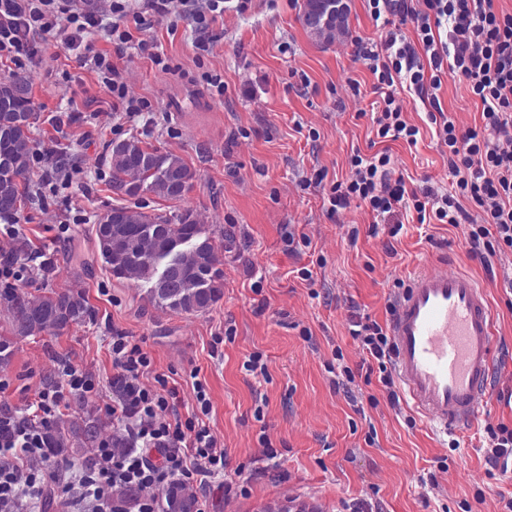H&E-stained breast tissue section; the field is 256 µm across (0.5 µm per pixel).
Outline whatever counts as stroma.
I'll use <instances>...</instances> for the list:
<instances>
[{"label": "stroma", "instance_id": "1", "mask_svg": "<svg viewBox=\"0 0 512 512\" xmlns=\"http://www.w3.org/2000/svg\"><path fill=\"white\" fill-rule=\"evenodd\" d=\"M301 17L302 0H251L247 11L226 10L213 24L202 55L189 21L153 16L133 39L163 52L168 69L135 47L112 58L129 96L150 104L134 122L54 35L37 63L0 61V83L28 82L36 113L30 147L58 148L32 166L27 179L40 198L26 204L16 235L0 234V261H27L32 295L72 288L89 308L79 323L16 343L0 404L24 414L38 388L71 364L103 394L78 401L59 426L98 420L103 439L118 436L105 405L117 376L112 336L124 333L143 340L152 357L144 384L163 374L177 387L181 417L195 405L194 382L206 387L212 410L204 422L224 448L225 480L241 490L228 494L217 482L188 488L201 512H254L290 500L319 512H502L512 460L489 462L485 444L488 427L512 430V248L472 253L468 234L484 209L468 197L460 200L466 224H420L402 209L380 223L359 200L335 210L328 201L329 184L350 176L357 152H388L392 178L415 193L454 191L448 148L429 114L441 108L465 131L481 126L482 106L446 69L436 101L397 91L406 120L421 130L418 143L380 138L376 79L353 43L382 32L366 0H349L347 28L327 42ZM210 75L222 78L223 93L208 85ZM129 139L179 156L194 173L185 199L140 198L158 213L192 210L203 236L223 241L224 294L208 311L157 306L145 280L114 276L101 255L100 218L132 202L113 193L106 176L112 148ZM318 169L327 173L322 187L308 183ZM288 228L290 247L282 239ZM422 268L478 278L494 323L489 398L471 427L448 435L407 397L389 400L378 361L352 337L359 323L388 327L398 293ZM254 355L263 366L247 370ZM271 449L276 458H267Z\"/></svg>", "mask_w": 512, "mask_h": 512}]
</instances>
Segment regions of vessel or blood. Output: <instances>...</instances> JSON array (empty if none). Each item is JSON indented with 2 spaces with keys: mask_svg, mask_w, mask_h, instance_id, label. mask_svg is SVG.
<instances>
[{
  "mask_svg": "<svg viewBox=\"0 0 512 512\" xmlns=\"http://www.w3.org/2000/svg\"><path fill=\"white\" fill-rule=\"evenodd\" d=\"M390 336L414 408L444 433L473 422L492 368L491 315L480 283L461 271L416 272L397 298Z\"/></svg>",
  "mask_w": 512,
  "mask_h": 512,
  "instance_id": "vessel-or-blood-1",
  "label": "vessel or blood"
}]
</instances>
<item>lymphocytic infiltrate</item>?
I'll return each instance as SVG.
<instances>
[{
	"instance_id": "f902f5d3",
	"label": "lymphocytic infiltrate",
	"mask_w": 512,
	"mask_h": 512,
	"mask_svg": "<svg viewBox=\"0 0 512 512\" xmlns=\"http://www.w3.org/2000/svg\"><path fill=\"white\" fill-rule=\"evenodd\" d=\"M181 3L192 16L196 30H204L223 16L225 0H113L110 15L92 6L75 7L73 0H0V57L24 51L37 58L44 35L59 36L74 50L80 66L91 67L123 106L129 121L147 112L146 102L128 97L120 72L110 54L95 49L94 38L112 43L117 51L130 48L132 29L143 28L151 15L171 12ZM412 0H368L374 18L387 27L380 42L355 38L357 56L376 78L379 95L374 117L377 134L416 145L419 127L408 123L404 107L391 91L395 82L416 93L439 88L440 71L450 68L465 80L482 104L481 126L458 131L452 119L439 123L437 134L448 147V163L456 178L458 196L444 194L433 200L410 201L403 179H391L390 156L379 152L354 156L353 176L334 183L331 208L356 198L374 217L385 218L410 205L417 221L427 224L466 223L468 215L459 195L486 205L482 222L471 229V244L490 237L512 248V14L498 13L494 0H425L417 11ZM411 20L417 43L407 41L393 17ZM446 28V38L435 31ZM428 63H421V56ZM150 357L133 337L112 338V366L119 388L107 412L128 436V446L115 452L101 441L96 461L74 470L72 482L62 486L65 505L81 512H125L112 491L118 486L151 488L177 482L185 486L214 482L224 477V450L203 423L211 402L203 385H196L195 416H172L176 389L159 379L157 387L141 385ZM94 383L82 372L63 366L56 384L38 391L25 417L0 408V512H34L44 490V477L25 473L23 464L46 455L44 431L73 401L96 395Z\"/></svg>"
}]
</instances>
